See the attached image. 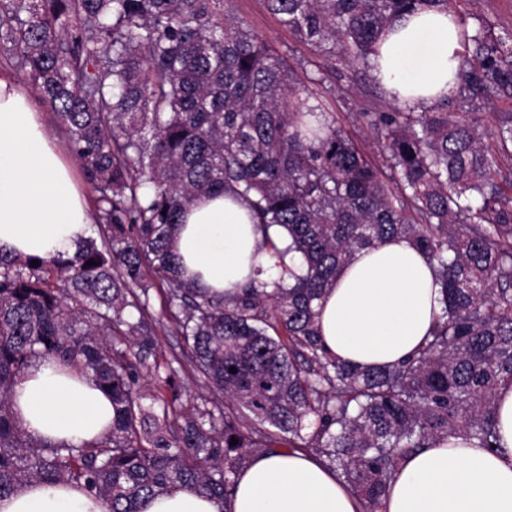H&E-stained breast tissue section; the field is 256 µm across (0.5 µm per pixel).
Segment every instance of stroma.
<instances>
[{"mask_svg":"<svg viewBox=\"0 0 512 512\" xmlns=\"http://www.w3.org/2000/svg\"><path fill=\"white\" fill-rule=\"evenodd\" d=\"M457 17L465 18L467 27H483L497 35L512 34V0H455ZM233 16L242 19L258 35L280 51L288 66L302 83L317 93L325 110L371 160L381 161L384 134L364 120L367 112H391L396 103L389 98L371 72L362 66H346L343 61L315 55L310 47L298 41L283 26L278 15L268 6V0H232ZM167 285L151 288L149 311L155 319L153 345L145 350L146 366L163 360H179L182 396L173 404L179 412L194 405H204L208 392L197 378L194 366L187 359L182 336L167 320Z\"/></svg>","mask_w":512,"mask_h":512,"instance_id":"obj_1","label":"stroma"}]
</instances>
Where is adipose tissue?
I'll return each mask as SVG.
<instances>
[{
  "label": "adipose tissue",
  "instance_id": "1",
  "mask_svg": "<svg viewBox=\"0 0 512 512\" xmlns=\"http://www.w3.org/2000/svg\"><path fill=\"white\" fill-rule=\"evenodd\" d=\"M464 28L453 12L418 10L383 35L374 76L389 97L413 108L455 94ZM91 209L68 161L49 135L38 104L0 71V253L74 254ZM262 236L249 207L215 194L194 201L178 225L175 252L199 287L234 294L255 274L270 278ZM432 264L407 241L357 253L326 294L319 328L327 350L353 366H384L411 355L441 304ZM13 410L25 432L55 444L104 435L112 421L105 393L76 372L46 361L14 387ZM497 451L464 437L408 458L390 490L387 512H512V386L495 400ZM0 512H106L69 484L31 481L0 499ZM140 512H363L357 498L316 456L259 452L239 476L230 505L187 486L144 499Z\"/></svg>",
  "mask_w": 512,
  "mask_h": 512
}]
</instances>
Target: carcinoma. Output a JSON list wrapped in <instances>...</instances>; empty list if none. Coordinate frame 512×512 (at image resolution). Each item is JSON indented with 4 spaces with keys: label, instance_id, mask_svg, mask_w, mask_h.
I'll return each instance as SVG.
<instances>
[{
    "label": "carcinoma",
    "instance_id": "carcinoma-1",
    "mask_svg": "<svg viewBox=\"0 0 512 512\" xmlns=\"http://www.w3.org/2000/svg\"><path fill=\"white\" fill-rule=\"evenodd\" d=\"M321 56L371 66L383 32L454 0H268ZM66 131L96 194L99 237L72 256L0 253V498L67 482L108 512L186 485L229 503L260 451L312 453L380 512L407 458L440 438L498 448L494 399L512 384V36H470L451 101L364 112L378 165L336 127L230 0H0V48ZM248 204L279 276L216 297L181 277L172 228L197 198ZM284 229L280 247L270 231ZM404 239L433 263L442 307L402 362L360 369L322 343L318 306L363 249ZM94 264H88V261ZM210 391L175 416L166 365L142 403L149 291ZM103 389L112 428L80 444L29 436L11 404L44 360ZM236 372H230V367ZM237 444H231L232 439Z\"/></svg>",
    "mask_w": 512,
    "mask_h": 512
}]
</instances>
